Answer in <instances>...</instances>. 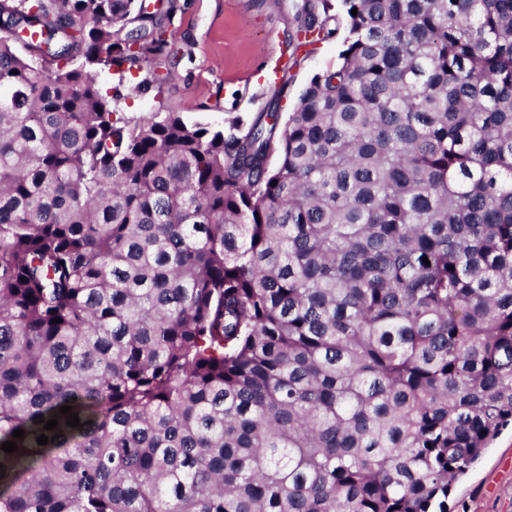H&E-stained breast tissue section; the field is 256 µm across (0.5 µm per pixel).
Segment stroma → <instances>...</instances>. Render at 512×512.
I'll list each match as a JSON object with an SVG mask.
<instances>
[{
	"label": "stroma",
	"mask_w": 512,
	"mask_h": 512,
	"mask_svg": "<svg viewBox=\"0 0 512 512\" xmlns=\"http://www.w3.org/2000/svg\"><path fill=\"white\" fill-rule=\"evenodd\" d=\"M297 0H178L167 26L170 41L188 51L179 67L161 59L118 74L100 72L105 90L120 87L128 116L179 112L190 120L220 124L233 116L266 111L273 96L292 106L310 78L333 63L341 42L317 45L280 76L272 68L284 47ZM448 512H512V426L458 480Z\"/></svg>",
	"instance_id": "1"
}]
</instances>
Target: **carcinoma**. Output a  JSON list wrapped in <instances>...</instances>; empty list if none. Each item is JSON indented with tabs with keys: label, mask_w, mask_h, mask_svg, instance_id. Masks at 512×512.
Returning a JSON list of instances; mask_svg holds the SVG:
<instances>
[{
	"label": "carcinoma",
	"mask_w": 512,
	"mask_h": 512,
	"mask_svg": "<svg viewBox=\"0 0 512 512\" xmlns=\"http://www.w3.org/2000/svg\"><path fill=\"white\" fill-rule=\"evenodd\" d=\"M177 8L0 0V512H448L512 425V0H303L288 115L127 118Z\"/></svg>",
	"instance_id": "obj_1"
}]
</instances>
